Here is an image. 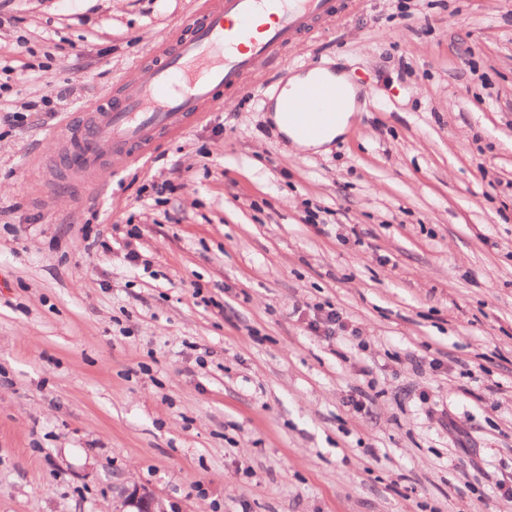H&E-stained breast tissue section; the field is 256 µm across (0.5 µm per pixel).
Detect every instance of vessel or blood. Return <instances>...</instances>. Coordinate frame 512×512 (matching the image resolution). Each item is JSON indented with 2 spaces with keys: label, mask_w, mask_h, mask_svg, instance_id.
<instances>
[{
  "label": "vessel or blood",
  "mask_w": 512,
  "mask_h": 512,
  "mask_svg": "<svg viewBox=\"0 0 512 512\" xmlns=\"http://www.w3.org/2000/svg\"><path fill=\"white\" fill-rule=\"evenodd\" d=\"M339 9L337 0H193L152 64L136 68L111 109L90 113L80 137L67 141L71 172L93 183L107 168L139 163L156 133H181L204 107L244 92L262 65ZM340 107L336 89L319 82L298 87L288 103L303 137L318 135Z\"/></svg>",
  "instance_id": "obj_1"
}]
</instances>
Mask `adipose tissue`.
I'll use <instances>...</instances> for the list:
<instances>
[{
  "mask_svg": "<svg viewBox=\"0 0 512 512\" xmlns=\"http://www.w3.org/2000/svg\"><path fill=\"white\" fill-rule=\"evenodd\" d=\"M316 80L335 84L336 87L340 89L343 96V110L340 114L339 120L331 123L320 135L306 139L296 135L295 130L288 119L285 107L298 85ZM355 115L354 90L352 86L343 77L331 74L330 72L320 68L309 69L305 73L291 78L288 84L281 90L275 105V119L280 129L288 136V138L291 139L294 145L302 150L322 146L323 144L331 142L336 137L342 135L353 122Z\"/></svg>",
  "mask_w": 512,
  "mask_h": 512,
  "instance_id": "obj_1",
  "label": "adipose tissue"
}]
</instances>
